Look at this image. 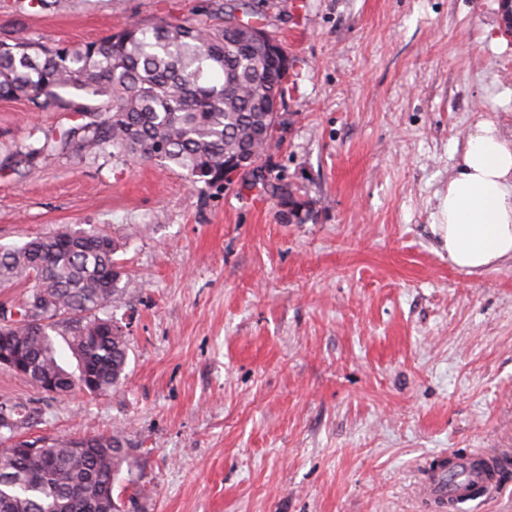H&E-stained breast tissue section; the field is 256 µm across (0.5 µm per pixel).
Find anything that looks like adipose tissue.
<instances>
[{
	"label": "adipose tissue",
	"instance_id": "adipose-tissue-1",
	"mask_svg": "<svg viewBox=\"0 0 512 512\" xmlns=\"http://www.w3.org/2000/svg\"><path fill=\"white\" fill-rule=\"evenodd\" d=\"M450 262L469 274L512 261V140L490 121L469 135L448 192L439 202Z\"/></svg>",
	"mask_w": 512,
	"mask_h": 512
}]
</instances>
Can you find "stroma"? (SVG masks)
I'll return each mask as SVG.
<instances>
[{
  "label": "stroma",
  "mask_w": 512,
  "mask_h": 512,
  "mask_svg": "<svg viewBox=\"0 0 512 512\" xmlns=\"http://www.w3.org/2000/svg\"><path fill=\"white\" fill-rule=\"evenodd\" d=\"M292 67L261 164L296 189L71 152L0 167V244L63 227L119 245L126 377L64 396L0 368L49 442L122 431L140 512H432L421 464L512 448V262L456 268L438 204L477 122L512 136L500 0H249ZM235 0H0V42L219 25ZM69 112L0 100V159Z\"/></svg>",
  "instance_id": "stroma-1"
}]
</instances>
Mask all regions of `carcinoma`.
I'll return each mask as SVG.
<instances>
[{
	"label": "carcinoma",
	"instance_id": "1",
	"mask_svg": "<svg viewBox=\"0 0 512 512\" xmlns=\"http://www.w3.org/2000/svg\"><path fill=\"white\" fill-rule=\"evenodd\" d=\"M286 87L260 45L244 43L236 26L212 29L196 19L149 28L129 24L78 45L39 40L0 43V100H27L36 112L64 110L84 122L24 144L11 157L30 161L77 149L178 168L193 186L224 182V155L243 147L262 154L257 132ZM95 229L63 228L22 245L0 246V288L32 284L41 323L17 324L15 374L36 387L46 380L66 393L91 394L125 375L126 332L99 313L119 296L115 241ZM77 361L78 375L59 362L52 332ZM26 408L0 403V512H125L115 485L138 481L125 437L116 430L24 452L19 430Z\"/></svg>",
	"mask_w": 512,
	"mask_h": 512
}]
</instances>
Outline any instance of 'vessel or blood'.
<instances>
[{
	"label": "vessel or blood",
	"instance_id": "b4317fda",
	"mask_svg": "<svg viewBox=\"0 0 512 512\" xmlns=\"http://www.w3.org/2000/svg\"><path fill=\"white\" fill-rule=\"evenodd\" d=\"M511 463L512 457L505 453L492 456L478 453L451 468L440 457L423 468L419 493L424 500L444 507L468 498L474 490L498 489L502 471Z\"/></svg>",
	"mask_w": 512,
	"mask_h": 512
}]
</instances>
